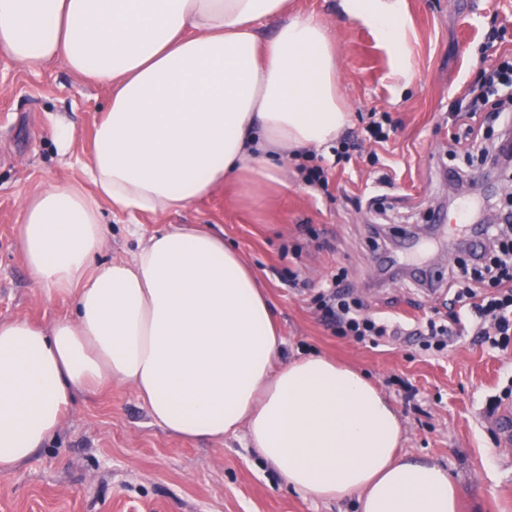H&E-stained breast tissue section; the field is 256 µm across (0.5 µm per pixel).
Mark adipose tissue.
Masks as SVG:
<instances>
[{"instance_id": "obj_1", "label": "adipose tissue", "mask_w": 512, "mask_h": 512, "mask_svg": "<svg viewBox=\"0 0 512 512\" xmlns=\"http://www.w3.org/2000/svg\"><path fill=\"white\" fill-rule=\"evenodd\" d=\"M411 75L402 0H339ZM276 21L272 36L258 24ZM0 56L59 60L110 87L83 165L93 193L41 189L18 246L32 280L67 297L43 327L0 322V473L46 444L77 392L133 387L182 438L246 431L261 457L315 500L358 512H459L460 481L399 448L393 406L362 373L318 354L281 356L270 300L222 237L177 227L132 260L94 264L102 204L129 214L191 208L233 180L283 186L278 160L335 141L348 122L336 51L289 0H0Z\"/></svg>"}]
</instances>
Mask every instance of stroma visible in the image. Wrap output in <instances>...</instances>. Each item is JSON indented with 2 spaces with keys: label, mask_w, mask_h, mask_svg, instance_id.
I'll return each mask as SVG.
<instances>
[{
  "label": "stroma",
  "mask_w": 512,
  "mask_h": 512,
  "mask_svg": "<svg viewBox=\"0 0 512 512\" xmlns=\"http://www.w3.org/2000/svg\"><path fill=\"white\" fill-rule=\"evenodd\" d=\"M322 18L336 43L339 89L351 114L344 135L362 137L388 113L394 135L378 149L332 168L327 189L306 186L293 157L283 163L288 189L245 200L228 183L192 208L163 215L118 213L103 206L107 242L99 261L132 259L139 239L197 226L236 248L265 285L285 339L282 355L314 352L365 371L390 397L403 423L404 450L445 466L466 491L462 512H512V447H504L487 413L490 397L512 381V347L481 345L470 333L432 354L408 338L360 343L334 335L310 298L336 267L367 311L411 328L447 313L459 253L448 238L495 209L483 196L451 197L454 184L478 181L483 169L452 153L479 128L496 149L500 126L478 122L456 101L480 87L496 56L512 53V0H404L413 73L397 72L376 32L343 15L339 0H291ZM111 91L55 61L31 69L0 57V320L52 324L71 312L44 294L18 249L26 197L50 184H84L81 161ZM69 121L73 147L59 155L51 137ZM441 286L421 288L405 265L380 263L404 240ZM301 245L294 255L293 245ZM296 272L303 290L282 274ZM0 512H356L349 502L316 501L291 490L257 454L244 432L221 441L175 437L154 423L131 387L76 394L55 436L28 462L0 474Z\"/></svg>",
  "instance_id": "obj_1"
}]
</instances>
